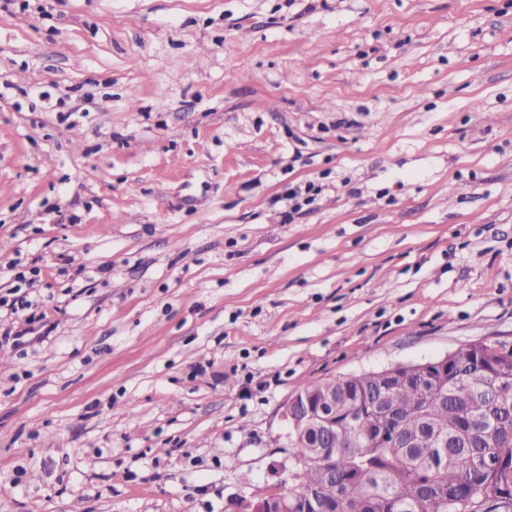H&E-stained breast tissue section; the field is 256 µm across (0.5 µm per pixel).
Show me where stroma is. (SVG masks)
Segmentation results:
<instances>
[{
  "instance_id": "1",
  "label": "stroma",
  "mask_w": 512,
  "mask_h": 512,
  "mask_svg": "<svg viewBox=\"0 0 512 512\" xmlns=\"http://www.w3.org/2000/svg\"><path fill=\"white\" fill-rule=\"evenodd\" d=\"M6 259L0 512L284 490L307 382L512 343V0H0Z\"/></svg>"
}]
</instances>
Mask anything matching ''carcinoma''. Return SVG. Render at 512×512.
Instances as JSON below:
<instances>
[{"label": "carcinoma", "instance_id": "cac0c4a2", "mask_svg": "<svg viewBox=\"0 0 512 512\" xmlns=\"http://www.w3.org/2000/svg\"><path fill=\"white\" fill-rule=\"evenodd\" d=\"M419 368L369 375L362 392L388 395L401 412L402 435L422 421L448 437L447 458L433 463V445L396 448L391 439L366 438L365 401L343 403L333 437L336 454L321 456L311 435L298 431L291 447L299 468L289 474L284 496L296 503L315 493L331 512H487L482 497L494 495L499 512H512V345L500 343L455 351L453 372L421 387ZM352 385L345 377L313 380L307 393ZM503 462L488 470L484 458Z\"/></svg>", "mask_w": 512, "mask_h": 512}]
</instances>
